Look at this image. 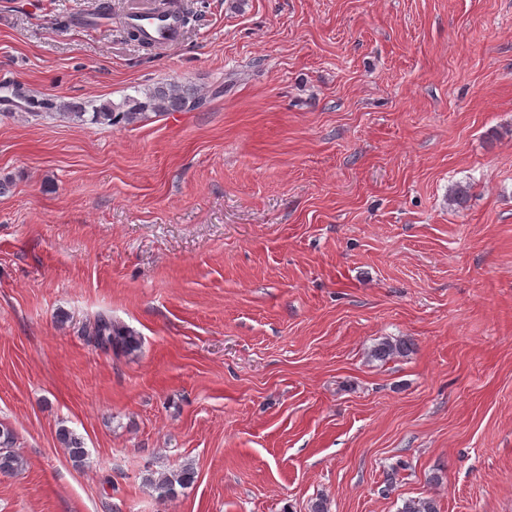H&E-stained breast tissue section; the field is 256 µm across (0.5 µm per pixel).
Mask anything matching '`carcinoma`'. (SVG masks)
Wrapping results in <instances>:
<instances>
[{"label": "carcinoma", "mask_w": 512, "mask_h": 512, "mask_svg": "<svg viewBox=\"0 0 512 512\" xmlns=\"http://www.w3.org/2000/svg\"><path fill=\"white\" fill-rule=\"evenodd\" d=\"M207 97L197 88L179 82L159 83L144 90L143 96L129 95L122 102L111 101L97 103L59 104L51 98L34 97L27 103L28 112L33 116L42 113L65 111L70 116L81 119L90 112L91 121L108 126L129 125L137 123L149 115H162L166 112H188L202 108ZM470 185L455 186L448 196L451 205L458 208L466 207L470 198ZM88 335L92 336L97 345L105 350L121 354H130L140 347V338L134 330L115 321L106 314L98 315L89 327ZM412 344L406 339H385L374 346L372 357L378 361L404 357L410 352ZM60 440L64 451L75 465L85 463L87 451L83 442L71 431L61 429ZM12 435L9 431H0V474L9 475L21 468L20 459L12 453L10 446ZM194 472L185 466L179 470L150 474L146 477L149 487L157 493L161 501L171 500L180 494V490L193 483ZM399 512H439L436 501L432 498L407 499Z\"/></svg>", "instance_id": "obj_1"}]
</instances>
